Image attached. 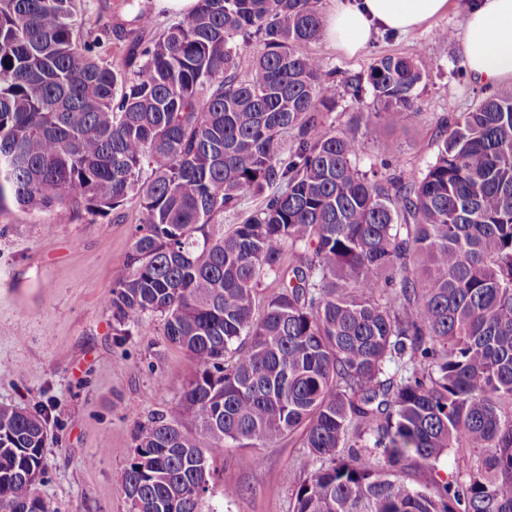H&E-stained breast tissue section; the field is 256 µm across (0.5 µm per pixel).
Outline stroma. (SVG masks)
Listing matches in <instances>:
<instances>
[{
	"label": "stroma",
	"instance_id": "obj_1",
	"mask_svg": "<svg viewBox=\"0 0 512 512\" xmlns=\"http://www.w3.org/2000/svg\"><path fill=\"white\" fill-rule=\"evenodd\" d=\"M130 18L126 0H90L82 32L91 40ZM464 21L461 0H449L447 13L428 25L376 36L353 56L322 38L310 44V52L336 73V106L327 119L339 129L348 128L356 113L377 111L369 87L356 94L347 85L366 79L377 57H419L429 65L418 99L426 122L402 116L360 129L366 145L361 169L377 167V145L386 139L398 145L407 166L425 168L437 118L472 111L487 95V87L469 79L459 55ZM441 29L453 31V39L440 40ZM124 212L122 220L67 209L15 208L0 216V403L53 407L40 486L53 512H129L116 478L133 452L135 431L153 413L177 411L180 388L194 371L186 353L166 340L159 318H146L131 336L112 329L107 299L112 274L131 245L136 201H128ZM161 374L169 378L168 388L156 386ZM213 467L204 512H293L285 476L305 480L314 464L292 434L267 448L225 449ZM228 487L235 488L233 497H224Z\"/></svg>",
	"mask_w": 512,
	"mask_h": 512
}]
</instances>
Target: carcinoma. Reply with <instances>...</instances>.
<instances>
[{"mask_svg": "<svg viewBox=\"0 0 512 512\" xmlns=\"http://www.w3.org/2000/svg\"><path fill=\"white\" fill-rule=\"evenodd\" d=\"M127 2L115 65L83 37L87 0H0V214L137 200L112 328L160 318L195 372L137 429L130 512H201L224 449L294 433L316 464L286 474L295 512H512V93L440 118L425 169L387 139L367 172L322 112L317 0H197L151 38ZM427 74L378 58L356 123L426 120ZM46 419L0 404V512H49ZM445 453L446 477H402Z\"/></svg>", "mask_w": 512, "mask_h": 512, "instance_id": "obj_1", "label": "carcinoma"}]
</instances>
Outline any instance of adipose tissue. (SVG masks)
Returning <instances> with one entry per match:
<instances>
[{
	"mask_svg": "<svg viewBox=\"0 0 512 512\" xmlns=\"http://www.w3.org/2000/svg\"><path fill=\"white\" fill-rule=\"evenodd\" d=\"M447 9L448 0H334L323 34L352 56L378 34L408 33ZM459 50L477 83H512V0H468Z\"/></svg>",
	"mask_w": 512,
	"mask_h": 512,
	"instance_id": "ef3b65f1",
	"label": "adipose tissue"
}]
</instances>
